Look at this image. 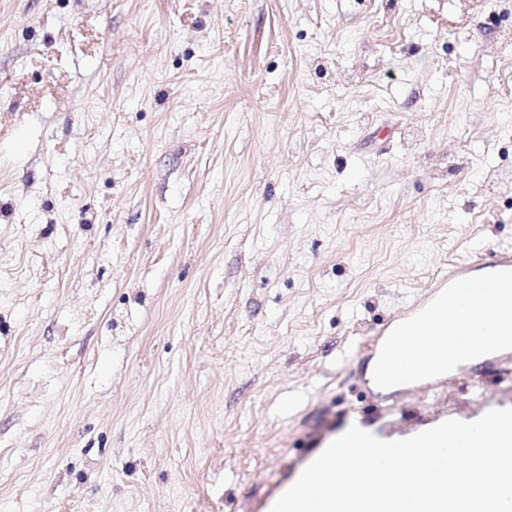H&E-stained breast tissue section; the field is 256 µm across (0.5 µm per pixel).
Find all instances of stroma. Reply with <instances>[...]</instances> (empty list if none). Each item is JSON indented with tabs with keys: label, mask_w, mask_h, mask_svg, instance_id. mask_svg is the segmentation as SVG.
<instances>
[{
	"label": "stroma",
	"mask_w": 512,
	"mask_h": 512,
	"mask_svg": "<svg viewBox=\"0 0 512 512\" xmlns=\"http://www.w3.org/2000/svg\"><path fill=\"white\" fill-rule=\"evenodd\" d=\"M512 0H0V512H271L386 323L512 250Z\"/></svg>",
	"instance_id": "obj_1"
}]
</instances>
